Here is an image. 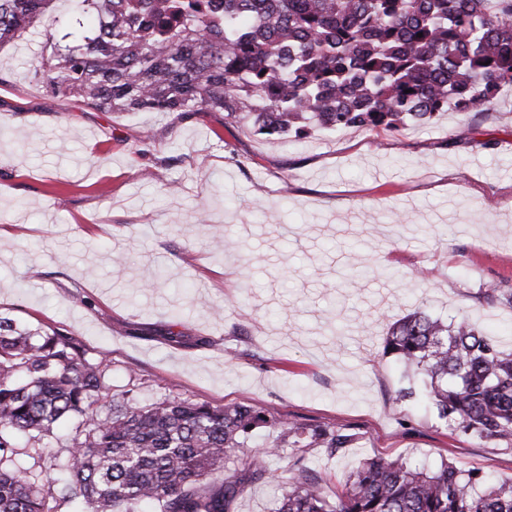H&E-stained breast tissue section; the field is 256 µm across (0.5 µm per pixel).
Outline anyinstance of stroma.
<instances>
[{
  "label": "stroma",
  "mask_w": 512,
  "mask_h": 512,
  "mask_svg": "<svg viewBox=\"0 0 512 512\" xmlns=\"http://www.w3.org/2000/svg\"><path fill=\"white\" fill-rule=\"evenodd\" d=\"M47 27L0 46V316L73 333L106 355L111 390L143 403L358 433L333 457L269 460L302 461L331 497L372 458L512 479V451L401 399L413 373L383 352L418 308L512 348V305L486 294L512 289V87L425 125L272 138L221 112L56 96L32 65Z\"/></svg>",
  "instance_id": "1"
}]
</instances>
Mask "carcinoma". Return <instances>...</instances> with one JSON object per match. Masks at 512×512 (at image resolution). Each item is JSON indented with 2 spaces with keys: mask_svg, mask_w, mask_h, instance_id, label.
Here are the masks:
<instances>
[{
  "mask_svg": "<svg viewBox=\"0 0 512 512\" xmlns=\"http://www.w3.org/2000/svg\"><path fill=\"white\" fill-rule=\"evenodd\" d=\"M53 0H0V46ZM52 62L56 95L104 112H224L268 136L344 126L397 129L442 112L494 103L512 86V0H78ZM385 351L425 379L438 418L512 450V351L468 316L445 324L414 311ZM109 392L106 366L59 329L0 317V512H53L48 498L88 512H233L244 485L281 483L274 512H512V483L441 463L363 462L334 500L303 467L276 474L286 448L334 455L352 434L269 416L245 405ZM80 419L66 478L41 483L15 461L16 436L51 455L43 436ZM260 428L271 451L250 448ZM220 471L223 479L207 477Z\"/></svg>",
  "mask_w": 512,
  "mask_h": 512,
  "instance_id": "carcinoma-1",
  "label": "carcinoma"
}]
</instances>
